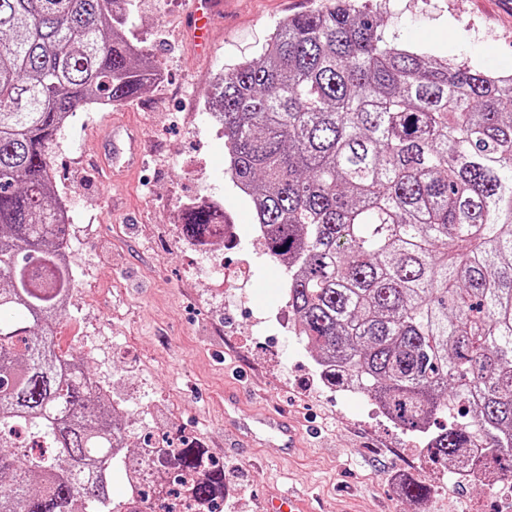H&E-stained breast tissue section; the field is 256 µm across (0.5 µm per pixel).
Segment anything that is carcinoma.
<instances>
[{
	"instance_id": "cac0c4a2",
	"label": "carcinoma",
	"mask_w": 512,
	"mask_h": 512,
	"mask_svg": "<svg viewBox=\"0 0 512 512\" xmlns=\"http://www.w3.org/2000/svg\"><path fill=\"white\" fill-rule=\"evenodd\" d=\"M132 0H0V512H164L146 487L112 499L128 425L53 324L75 288L50 146L83 104L162 77L130 37ZM380 0L286 18L260 58L228 69L209 106L235 187L288 264V307L324 381L379 403L444 465L512 478V74L402 46ZM224 203L187 204L183 234ZM447 423L440 424V417ZM188 482L169 493L224 512V463L190 438L150 448Z\"/></svg>"
}]
</instances>
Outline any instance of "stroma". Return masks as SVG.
<instances>
[{"instance_id": "35a3bbf8", "label": "stroma", "mask_w": 512, "mask_h": 512, "mask_svg": "<svg viewBox=\"0 0 512 512\" xmlns=\"http://www.w3.org/2000/svg\"><path fill=\"white\" fill-rule=\"evenodd\" d=\"M193 0H133L130 32L151 49L162 79L140 99L82 106L52 149L57 199L69 215L68 251L77 286L55 328L109 389L140 437L185 432L224 460V512H261L265 499L296 489L310 512H512L506 481L458 485L422 439L403 433L365 397H345L311 369L296 337L258 335L256 319L287 301L282 271L265 246L242 250L254 215L224 170V141L204 114L224 70L259 58L276 25L320 9L323 0H223L211 43L192 34ZM382 28L394 42L448 54L476 68L512 73V0H387ZM138 139L136 170L102 177L96 162L108 126ZM223 201L240 226L215 289L180 233L181 204ZM254 275L242 283V264ZM238 406L225 410V394ZM273 411L302 431L284 457L276 440L232 449L229 419ZM423 485L407 500L401 483Z\"/></svg>"}]
</instances>
